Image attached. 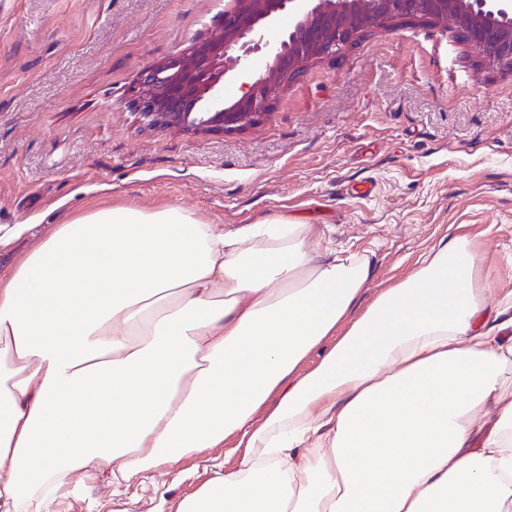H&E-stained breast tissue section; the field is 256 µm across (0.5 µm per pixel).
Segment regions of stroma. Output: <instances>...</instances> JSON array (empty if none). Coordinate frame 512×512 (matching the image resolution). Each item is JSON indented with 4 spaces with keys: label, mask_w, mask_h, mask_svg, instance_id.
Returning a JSON list of instances; mask_svg holds the SVG:
<instances>
[{
    "label": "stroma",
    "mask_w": 512,
    "mask_h": 512,
    "mask_svg": "<svg viewBox=\"0 0 512 512\" xmlns=\"http://www.w3.org/2000/svg\"><path fill=\"white\" fill-rule=\"evenodd\" d=\"M224 0H0V225L29 224L0 278L54 225L93 210L178 206L231 228L279 216L366 255L365 297L455 232L512 289V71L443 28L402 24L310 65L262 123L193 135L142 128L146 65L212 32ZM212 476L206 455L164 485L112 495L109 471L57 512H175Z\"/></svg>",
    "instance_id": "obj_1"
}]
</instances>
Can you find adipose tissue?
Masks as SVG:
<instances>
[{
	"instance_id": "1",
	"label": "adipose tissue",
	"mask_w": 512,
	"mask_h": 512,
	"mask_svg": "<svg viewBox=\"0 0 512 512\" xmlns=\"http://www.w3.org/2000/svg\"><path fill=\"white\" fill-rule=\"evenodd\" d=\"M315 233L178 206L55 226L0 279V512L106 466L154 488L228 439L177 512H512V289L489 309L454 236L365 305L368 257Z\"/></svg>"
}]
</instances>
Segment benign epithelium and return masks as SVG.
Instances as JSON below:
<instances>
[{
  "label": "benign epithelium",
  "instance_id": "1",
  "mask_svg": "<svg viewBox=\"0 0 512 512\" xmlns=\"http://www.w3.org/2000/svg\"><path fill=\"white\" fill-rule=\"evenodd\" d=\"M284 17L288 27L268 37ZM401 23L465 33L486 68L512 67V0H225L211 34L139 71L131 105L149 128L241 132L266 119L309 64ZM255 54L265 59L259 72L247 65ZM229 78L240 83L232 98Z\"/></svg>",
  "mask_w": 512,
  "mask_h": 512
}]
</instances>
